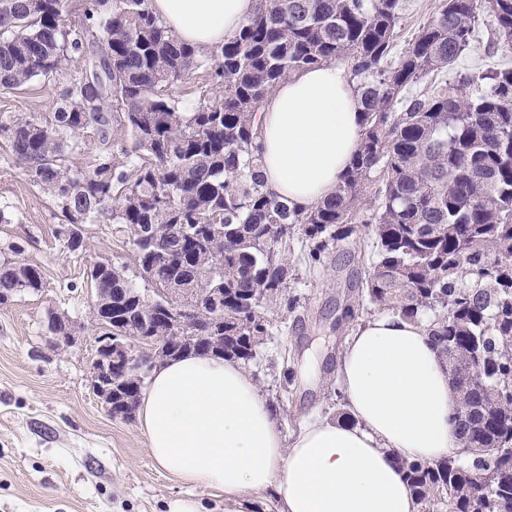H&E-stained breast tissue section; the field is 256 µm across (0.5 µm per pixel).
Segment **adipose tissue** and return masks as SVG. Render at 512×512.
I'll list each match as a JSON object with an SVG mask.
<instances>
[{
	"label": "adipose tissue",
	"instance_id": "adipose-tissue-1",
	"mask_svg": "<svg viewBox=\"0 0 512 512\" xmlns=\"http://www.w3.org/2000/svg\"><path fill=\"white\" fill-rule=\"evenodd\" d=\"M258 0H151L183 41L222 45ZM361 92L347 65L281 83L260 114L267 190L303 209L333 196L362 133ZM339 382L350 422L307 420L286 438L254 379L234 362L187 354L156 366L138 415L149 452L181 482L242 506L272 493L279 512H417L396 458L455 455L448 372L423 324L382 313L349 337Z\"/></svg>",
	"mask_w": 512,
	"mask_h": 512
}]
</instances>
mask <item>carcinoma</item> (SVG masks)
Listing matches in <instances>:
<instances>
[{
    "label": "carcinoma",
    "instance_id": "carcinoma-1",
    "mask_svg": "<svg viewBox=\"0 0 512 512\" xmlns=\"http://www.w3.org/2000/svg\"><path fill=\"white\" fill-rule=\"evenodd\" d=\"M483 12L511 47L512 0H441L398 54L401 0H258L216 49L180 40L150 0H0V90L89 51L110 69L100 89L71 76L48 122L0 117L12 161L63 225L108 218L133 246L134 266L95 265L114 296L110 320L92 323L135 343L145 316L164 344L201 355L199 337L220 336L224 359L247 365L288 301L290 240L314 265L363 233L361 301L426 322L470 448L399 461L420 512H512V67L435 80ZM339 61L361 90L359 148L333 198L296 210L264 187L258 113L283 81ZM88 130L101 147L80 167ZM168 286L194 290L190 321L157 313ZM45 287L39 266L0 261V294ZM149 375L121 386L137 395Z\"/></svg>",
    "mask_w": 512,
    "mask_h": 512
}]
</instances>
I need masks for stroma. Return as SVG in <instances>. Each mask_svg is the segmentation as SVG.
Here are the masks:
<instances>
[{"label":"stroma","instance_id":"1","mask_svg":"<svg viewBox=\"0 0 512 512\" xmlns=\"http://www.w3.org/2000/svg\"><path fill=\"white\" fill-rule=\"evenodd\" d=\"M502 62L512 64V51L503 50L493 18L481 14L458 68L476 73ZM83 66L76 59L53 80L0 91V116L51 119L70 73ZM7 154L0 140V205L14 217L0 224V248L21 245L23 260L42 268L46 286L0 304V512H224L223 494L186 487L159 470L139 422L112 417L92 390L98 332L89 320L87 272L102 260L133 263L127 235L119 225L94 224L82 250L69 252L56 234L55 210ZM290 248L289 293L298 304L274 312L272 334L247 367L262 396L275 402L289 437L308 417L343 414L338 364L355 326L347 310L357 304L369 252L366 238L355 235L312 268L300 260V240ZM53 312L75 321V346L50 347Z\"/></svg>","mask_w":512,"mask_h":512}]
</instances>
